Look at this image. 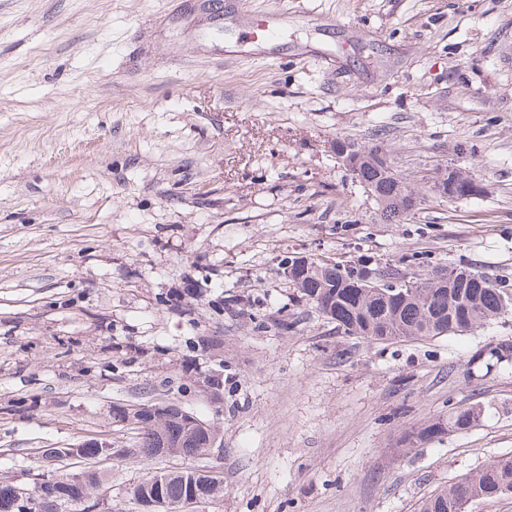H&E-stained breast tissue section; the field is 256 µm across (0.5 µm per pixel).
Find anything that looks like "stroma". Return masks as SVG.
<instances>
[{
	"instance_id": "stroma-1",
	"label": "stroma",
	"mask_w": 512,
	"mask_h": 512,
	"mask_svg": "<svg viewBox=\"0 0 512 512\" xmlns=\"http://www.w3.org/2000/svg\"><path fill=\"white\" fill-rule=\"evenodd\" d=\"M273 5L285 27L250 44ZM340 141L382 148L420 209L383 223ZM451 164L484 194L435 196ZM309 254L512 290V0H0V481L55 478L45 448L130 449L117 411L158 402L223 452L103 462L98 512L180 468L224 476L196 512H416L512 456V359L484 356L512 313L350 336L278 269ZM473 405L468 431L400 452Z\"/></svg>"
}]
</instances>
